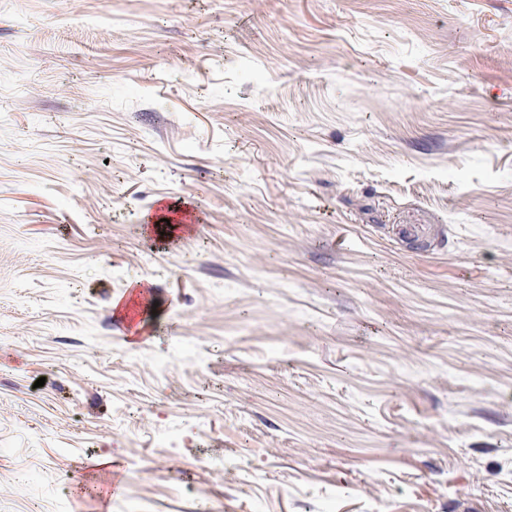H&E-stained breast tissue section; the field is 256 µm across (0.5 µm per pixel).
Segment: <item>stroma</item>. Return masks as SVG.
<instances>
[{
	"label": "stroma",
	"mask_w": 512,
	"mask_h": 512,
	"mask_svg": "<svg viewBox=\"0 0 512 512\" xmlns=\"http://www.w3.org/2000/svg\"><path fill=\"white\" fill-rule=\"evenodd\" d=\"M65 506L512 512V0H0V512Z\"/></svg>",
	"instance_id": "stroma-1"
}]
</instances>
